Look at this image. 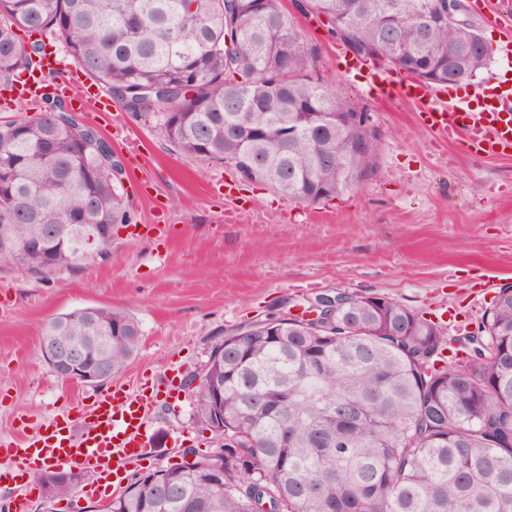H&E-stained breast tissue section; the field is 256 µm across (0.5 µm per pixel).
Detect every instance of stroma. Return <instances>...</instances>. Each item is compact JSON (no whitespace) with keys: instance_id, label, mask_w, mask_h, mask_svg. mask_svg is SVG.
I'll use <instances>...</instances> for the list:
<instances>
[{"instance_id":"obj_1","label":"stroma","mask_w":512,"mask_h":512,"mask_svg":"<svg viewBox=\"0 0 512 512\" xmlns=\"http://www.w3.org/2000/svg\"><path fill=\"white\" fill-rule=\"evenodd\" d=\"M464 2L493 54L471 82L451 87L457 96L512 81V62L497 52L512 33ZM298 22L320 48L319 73L380 134L374 175L332 201L302 203L241 183L228 165L177 153L155 119L117 105L85 112L125 161L123 191L138 232L114 234L107 260L40 278L0 268V439L106 392L63 382L39 351L45 324L79 308L108 306L138 321L140 348L119 377L133 387L170 369L189 376L233 330L323 294L383 296L455 336L475 330L499 288L512 285V156L438 143L411 105L376 101L361 76L346 72L351 51L327 21ZM149 427L152 456L129 471L177 461L183 448L208 454L220 446L185 392L152 409ZM18 495L27 496V512L93 505L49 498L28 475L0 479V502Z\"/></svg>"}]
</instances>
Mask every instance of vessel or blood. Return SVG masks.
I'll use <instances>...</instances> for the list:
<instances>
[{
    "label": "vessel or blood",
    "mask_w": 512,
    "mask_h": 512,
    "mask_svg": "<svg viewBox=\"0 0 512 512\" xmlns=\"http://www.w3.org/2000/svg\"><path fill=\"white\" fill-rule=\"evenodd\" d=\"M347 71L361 75L382 97H397L410 103L423 127L444 142L464 141L466 147L490 157L512 154V84L502 83L493 91L476 90L470 98H451L440 88L412 78L392 79L365 60L348 61ZM80 107L108 111L102 93L85 90L79 70H72L66 86ZM161 389L142 384L127 389L113 384L90 407L68 410L45 420L34 435L23 441L0 440V452L12 459L17 471L36 472L51 465L66 471H90L94 482L85 485L83 496L100 493L99 483L111 480L113 491H121V472L131 460L150 452L145 412L156 403Z\"/></svg>",
    "instance_id": "b4317fda"
}]
</instances>
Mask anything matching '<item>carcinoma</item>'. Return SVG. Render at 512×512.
Instances as JSON below:
<instances>
[{
	"mask_svg": "<svg viewBox=\"0 0 512 512\" xmlns=\"http://www.w3.org/2000/svg\"><path fill=\"white\" fill-rule=\"evenodd\" d=\"M324 16L358 54L427 84L470 79L489 60L474 27L437 15L435 0H296ZM62 39L75 65L125 112L157 117L180 153L231 163L306 203L358 187L373 172L374 127L316 70L318 48L282 0H0V82L44 54L24 51L14 28ZM165 86L160 98L137 94ZM134 215L96 132L44 99L36 115L0 124V266L29 274L70 269L90 251L105 260L112 238L84 249L81 227L129 224ZM53 256L26 241L56 233ZM94 324L69 330L56 316L43 336H100L121 325L108 351L112 376L136 355L132 316L93 306ZM277 333L227 338L207 382L189 391L194 415L214 422L210 382L224 384V453L146 473L110 512H512V288L494 297L476 332L444 355L441 326L400 303L366 294L319 324L281 319ZM218 471L216 486L206 473ZM52 497L78 489L50 471L34 475Z\"/></svg>",
	"mask_w": 512,
	"mask_h": 512,
	"instance_id": "1",
	"label": "carcinoma"
}]
</instances>
